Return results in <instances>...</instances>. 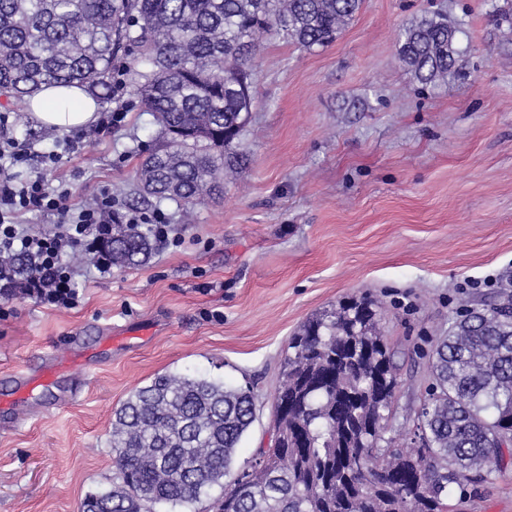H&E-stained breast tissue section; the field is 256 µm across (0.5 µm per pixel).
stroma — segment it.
<instances>
[{
    "label": "stroma",
    "mask_w": 512,
    "mask_h": 512,
    "mask_svg": "<svg viewBox=\"0 0 512 512\" xmlns=\"http://www.w3.org/2000/svg\"><path fill=\"white\" fill-rule=\"evenodd\" d=\"M427 13L463 28L459 73L437 88L414 83L397 55L400 31ZM252 71L246 168L191 212L157 204L180 245L78 277L75 308L18 295L0 309V378L66 355L73 336L98 354L68 404L0 424V512H79L115 475L114 411L162 373L253 386L256 419L236 451L237 468L251 465L271 439L290 337L351 297L380 302L395 406L413 417L436 338L512 280V0H364L330 46L263 37ZM127 101L121 127L78 131L76 153L29 174L70 183L78 205L107 187L134 206L156 128ZM25 111L0 95L18 140L40 151L63 139L35 119L16 123ZM107 326L119 342L106 344ZM449 501L453 512H512V463Z\"/></svg>",
    "instance_id": "obj_1"
}]
</instances>
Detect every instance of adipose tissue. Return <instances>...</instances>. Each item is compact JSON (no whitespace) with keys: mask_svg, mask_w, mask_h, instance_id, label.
<instances>
[{"mask_svg":"<svg viewBox=\"0 0 512 512\" xmlns=\"http://www.w3.org/2000/svg\"><path fill=\"white\" fill-rule=\"evenodd\" d=\"M29 110L41 125L69 132L95 123L99 106L84 87L46 85L31 98Z\"/></svg>","mask_w":512,"mask_h":512,"instance_id":"obj_1","label":"adipose tissue"}]
</instances>
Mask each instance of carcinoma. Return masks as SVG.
Listing matches in <instances>:
<instances>
[{
  "mask_svg": "<svg viewBox=\"0 0 512 512\" xmlns=\"http://www.w3.org/2000/svg\"><path fill=\"white\" fill-rule=\"evenodd\" d=\"M363 0H0V93L24 100L48 83L112 99V66L129 53V87L152 113L155 144L136 169L140 197L189 209L224 188L247 158L235 143L250 121V62L259 36L305 48L334 43ZM440 14L403 28L397 54L425 86L445 83L463 53ZM112 265L153 252L151 228L115 224ZM414 444L391 436L393 354L362 297L316 313L291 337L273 397L274 439L230 481L256 415L248 386L158 375L115 411L112 485L82 512L191 506L220 489L212 512H449L454 487L487 482L512 456V291L438 339Z\"/></svg>",
  "mask_w": 512,
  "mask_h": 512,
  "instance_id": "cac0c4a2",
  "label": "carcinoma"
}]
</instances>
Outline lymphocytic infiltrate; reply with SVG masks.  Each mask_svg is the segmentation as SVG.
I'll use <instances>...</instances> for the list:
<instances>
[{
    "instance_id": "obj_1",
    "label": "lymphocytic infiltrate",
    "mask_w": 512,
    "mask_h": 512,
    "mask_svg": "<svg viewBox=\"0 0 512 512\" xmlns=\"http://www.w3.org/2000/svg\"><path fill=\"white\" fill-rule=\"evenodd\" d=\"M8 119L0 115V293L23 296L59 308L71 309L79 302L74 274L66 265L67 251L82 248L96 254L95 268L106 275L112 263L102 252V242L112 233L114 223L151 225L156 240L170 241L172 228L160 212L119 206L110 190H103L95 207H78L71 192L43 177L20 178L32 152L8 134ZM28 212L49 216L48 227L37 229L20 223ZM24 255L33 262L27 277H16L8 258Z\"/></svg>"
}]
</instances>
